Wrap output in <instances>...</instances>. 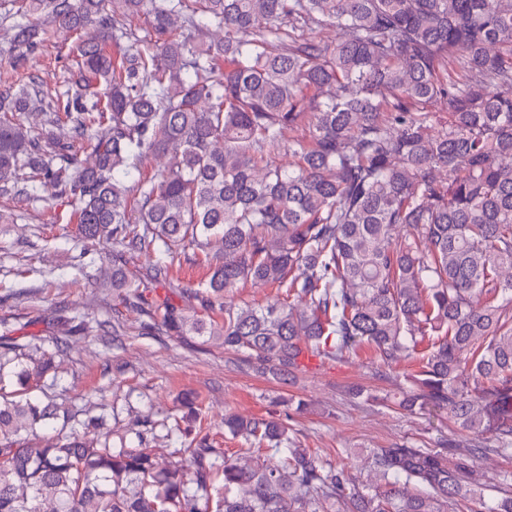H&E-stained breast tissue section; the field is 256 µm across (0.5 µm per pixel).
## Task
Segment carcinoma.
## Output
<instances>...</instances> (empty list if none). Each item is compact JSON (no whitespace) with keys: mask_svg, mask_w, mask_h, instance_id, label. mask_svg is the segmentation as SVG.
Wrapping results in <instances>:
<instances>
[{"mask_svg":"<svg viewBox=\"0 0 512 512\" xmlns=\"http://www.w3.org/2000/svg\"><path fill=\"white\" fill-rule=\"evenodd\" d=\"M143 13L144 41L126 27ZM0 21L16 69L57 31L80 39L59 98L34 74L0 92V197L69 198L84 253L112 244L102 285L148 316L123 256H151L159 282L178 248L204 255L206 280L182 289L195 306L166 304L144 329L281 376L303 351L366 344L383 367L417 362L400 409H445L512 447V0H22ZM328 27L331 50L292 37ZM301 124L308 140L285 139ZM148 158L161 165L144 179ZM249 282L279 294L235 301ZM51 321L58 353L99 327ZM53 370L0 351V512H512V473L485 498L469 448H375L365 484L273 416L225 414L248 444L228 456L190 398L166 434L145 418L115 448L106 414L30 396ZM174 433L181 447L158 455Z\"/></svg>","mask_w":512,"mask_h":512,"instance_id":"carcinoma-1","label":"carcinoma"}]
</instances>
